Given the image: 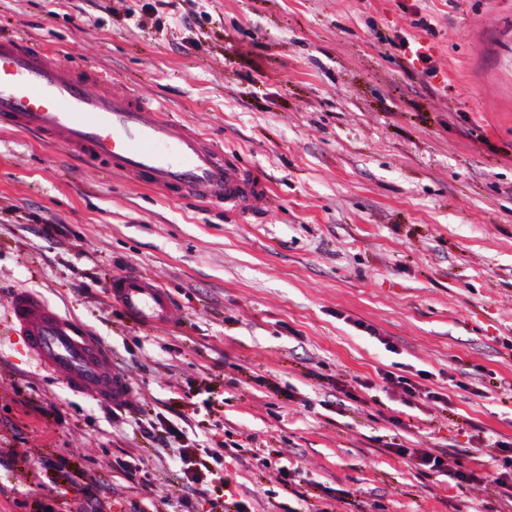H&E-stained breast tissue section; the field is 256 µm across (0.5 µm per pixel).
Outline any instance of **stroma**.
<instances>
[{"instance_id":"obj_1","label":"stroma","mask_w":512,"mask_h":512,"mask_svg":"<svg viewBox=\"0 0 512 512\" xmlns=\"http://www.w3.org/2000/svg\"><path fill=\"white\" fill-rule=\"evenodd\" d=\"M146 2L0 0V32L165 104L269 195L237 216L0 128V512L83 487L101 512H499L483 475L512 443V0ZM128 272L168 290L175 324L127 317L106 287ZM23 290L109 349L124 406L29 356ZM420 370L447 404L360 386ZM400 445L478 478L422 476ZM215 451L227 486L192 496L176 459Z\"/></svg>"}]
</instances>
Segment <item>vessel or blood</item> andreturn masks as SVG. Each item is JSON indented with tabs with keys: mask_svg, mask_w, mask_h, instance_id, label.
Listing matches in <instances>:
<instances>
[{
	"mask_svg": "<svg viewBox=\"0 0 512 512\" xmlns=\"http://www.w3.org/2000/svg\"><path fill=\"white\" fill-rule=\"evenodd\" d=\"M166 112L164 104L122 88L111 74L78 75L65 63L48 61L42 50L0 37V127L35 131L82 158L109 159L167 195H190L233 212L249 211L268 193L264 180L203 135L174 130ZM109 291L140 324L163 325L175 315L168 291L144 276L114 278ZM11 310L29 351L70 388L126 402V379L72 319L28 293L15 295Z\"/></svg>",
	"mask_w": 512,
	"mask_h": 512,
	"instance_id": "1",
	"label": "vessel or blood"
}]
</instances>
